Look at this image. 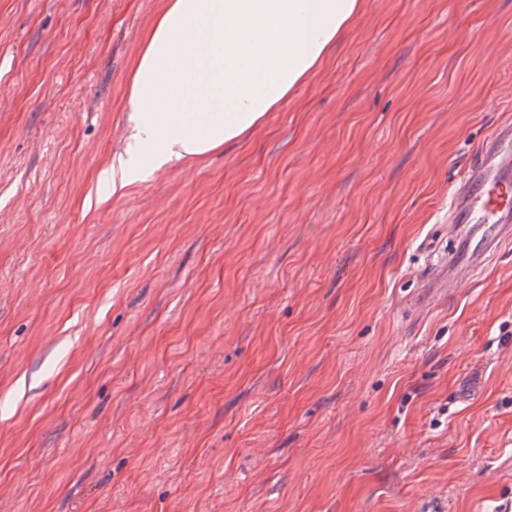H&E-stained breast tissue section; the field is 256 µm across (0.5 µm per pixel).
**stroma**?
<instances>
[{"instance_id": "1", "label": "stroma", "mask_w": 512, "mask_h": 512, "mask_svg": "<svg viewBox=\"0 0 512 512\" xmlns=\"http://www.w3.org/2000/svg\"><path fill=\"white\" fill-rule=\"evenodd\" d=\"M249 137L97 175L162 0H0V512H499L512 241L447 295L512 0H363Z\"/></svg>"}]
</instances>
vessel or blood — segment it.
I'll list each match as a JSON object with an SVG mask.
<instances>
[{"label":"vessel or blood","instance_id":"1","mask_svg":"<svg viewBox=\"0 0 512 512\" xmlns=\"http://www.w3.org/2000/svg\"><path fill=\"white\" fill-rule=\"evenodd\" d=\"M448 227L456 250L426 280L433 293L472 276L512 239V120L501 122L479 144L449 204Z\"/></svg>","mask_w":512,"mask_h":512}]
</instances>
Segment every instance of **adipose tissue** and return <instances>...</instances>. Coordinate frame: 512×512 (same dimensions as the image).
I'll return each instance as SVG.
<instances>
[{
  "label": "adipose tissue",
  "mask_w": 512,
  "mask_h": 512,
  "mask_svg": "<svg viewBox=\"0 0 512 512\" xmlns=\"http://www.w3.org/2000/svg\"><path fill=\"white\" fill-rule=\"evenodd\" d=\"M362 0H162L133 68L113 193L257 129L316 74Z\"/></svg>",
  "instance_id": "ef3b65f1"
}]
</instances>
